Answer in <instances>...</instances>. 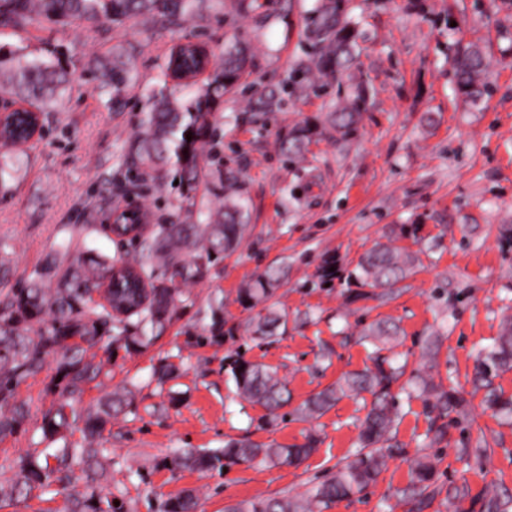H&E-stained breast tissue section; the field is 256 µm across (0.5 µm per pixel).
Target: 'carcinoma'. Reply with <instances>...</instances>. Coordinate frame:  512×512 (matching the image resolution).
I'll use <instances>...</instances> for the list:
<instances>
[{"label": "carcinoma", "instance_id": "obj_1", "mask_svg": "<svg viewBox=\"0 0 512 512\" xmlns=\"http://www.w3.org/2000/svg\"><path fill=\"white\" fill-rule=\"evenodd\" d=\"M222 0H0V31L25 30L41 18L62 25L79 26L85 22L122 24L140 18L179 26L186 21H201L209 3ZM278 0H232L235 15L245 17L274 8ZM351 0H316L305 20V40L310 48L297 60L288 77L293 93L313 86V79L329 86H342L355 63V51L362 39L359 24L350 16ZM130 51L112 47L111 55L93 60L88 71L102 86L112 90V108L121 109L132 87ZM253 55L251 45L236 40L224 47V58L214 66L207 82L192 89L193 97L184 104L176 97L161 96L147 111L141 130L128 147V158L135 175L120 187V194H140L163 178L167 167L176 168L180 189L178 210L184 218L166 224H154L146 234L127 240L135 257L122 251L108 256L87 251L71 260L68 253L51 257L41 270L22 279L0 304V438L21 431L30 414V405L16 398L17 387L44 369L46 359L56 363L53 392L58 398L42 414L44 439L62 442L48 453H30L14 465L15 473L7 484H0V501L12 502L39 495L53 479L70 482L75 470L86 475L85 491L69 499L68 512H121L112 493L101 494L100 480L107 478L105 448L101 436L112 417L128 405V392L114 391L98 409L86 416L78 412L76 402L87 387L102 376H109L119 351L130 355L153 344L172 322L177 309L186 301L184 286L203 279L222 254L234 252L247 230L241 203L242 183L238 172L224 173V206L203 210L199 187L207 185L211 171L202 161L203 147L212 136L216 106L224 95L236 89ZM197 65L195 49L184 45L179 53H170L166 70ZM453 80L460 94L476 102L489 92L488 64L476 45L460 48L453 58ZM74 88L70 73L57 55L47 58L28 51L24 45L0 43V100L26 103L38 116L56 111L62 97ZM363 81H350L348 91L337 106L326 113L324 128L338 140L350 138L357 130L366 102ZM192 139H187V134ZM316 134L307 123L296 126L288 139V153L301 158ZM0 146L17 157L12 164L0 162V190L7 188L6 178L18 169V156L32 148L25 114L14 112L0 126ZM205 216L199 220V216ZM418 255L377 242L359 259L350 279L361 287L382 288L380 297H389L395 285L407 278ZM279 282L278 273L266 270L243 290L241 302L248 310L263 305V311L248 320L257 336L277 335L285 323L270 299ZM364 339L385 345L396 339L397 328L386 322L363 329ZM103 351L96 359L93 348ZM239 397L258 403L269 415L278 418L288 405L287 384L277 371L263 367L235 352L225 357ZM512 368V322L502 329L495 345L479 353L475 380L491 385L501 369ZM405 374V366L380 355L374 365L362 371L343 374L335 383L311 395L298 408L305 417L322 414L340 399L369 393L373 396L359 434V449L336 466V472L314 484L304 495H284L241 502L227 512H324L333 504L372 485L387 459L401 453V445L392 435L398 401L392 386ZM425 401L436 411L432 442L446 433L445 419L460 412L463 400L436 388L431 382L411 377ZM488 403L499 414L512 418V397L503 398L489 390ZM83 422L82 441L70 440ZM315 447V439L293 448L260 446L248 441H230L216 452L183 450L171 458L175 467H190L201 472L222 470L256 460L297 465ZM408 512H426L441 489L435 481L433 464L423 457L415 461L408 485L399 490ZM197 497L186 492L163 503V512H196Z\"/></svg>", "mask_w": 512, "mask_h": 512}]
</instances>
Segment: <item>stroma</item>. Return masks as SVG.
Wrapping results in <instances>:
<instances>
[{
    "mask_svg": "<svg viewBox=\"0 0 512 512\" xmlns=\"http://www.w3.org/2000/svg\"><path fill=\"white\" fill-rule=\"evenodd\" d=\"M314 4L279 0L268 17H235L212 0L198 27L106 24L92 36L86 27L44 20L0 35L34 49L58 48L76 71L118 43L135 55L126 106L114 111L108 95L83 78L0 195V262L8 270L0 299L57 251L114 255L121 245L103 229L110 209L145 208L155 223H167L180 198L177 185L126 199L116 190L129 174L126 153L147 95L163 88V67L183 37L216 55L236 38L254 48L246 84L216 108L208 147L211 169L240 173L249 233L207 278L188 286L189 301L161 337L140 355L117 358L103 386L87 390L78 404L88 410L121 387L134 393L104 433L111 463L101 488L119 497L125 512H160L164 501L190 489L197 512H226L241 501L305 493L309 481L334 472L357 447L370 395L343 398L314 419L294 408L341 374L369 366L374 348L360 332L384 318L401 328L394 353L407 374L455 391L464 408L449 417L445 439L431 446L433 413L421 398L400 396L396 434L403 453L388 460L375 484L329 512H406L396 492L409 483L423 448L442 489L470 491L439 512H482L478 496L491 488L512 499V422L489 408L484 389L473 383L477 352L512 318V241L500 231L512 225V0H353L352 15L366 34L360 64L371 88L367 110L348 142L320 140L298 162L283 147L288 130L316 123L336 100V86L282 96L275 112L255 106L281 89L293 61L307 52L302 31ZM459 41L479 42L489 61L490 94L475 104L453 84L448 55ZM392 229L395 246L418 253L417 267L392 297L354 299L350 272ZM327 258L340 269L331 281L322 276ZM270 267L282 273L275 299L288 323L282 335L259 340L245 327L250 313L240 293ZM215 303L223 320L218 336L211 331ZM437 331L442 340L433 355L427 340ZM234 351L286 378L291 412L273 420L263 406L240 401L224 369ZM164 360L176 375L160 384L153 369ZM54 376L49 361L18 387L31 411L21 432L0 439V483L13 476L20 456L42 447L41 416L54 399ZM309 434L318 447L296 467L240 464L202 474L169 464L183 448L216 450L244 437L290 448ZM485 443L490 452L482 451Z\"/></svg>",
    "mask_w": 512,
    "mask_h": 512,
    "instance_id": "35a3bbf8",
    "label": "stroma"
}]
</instances>
